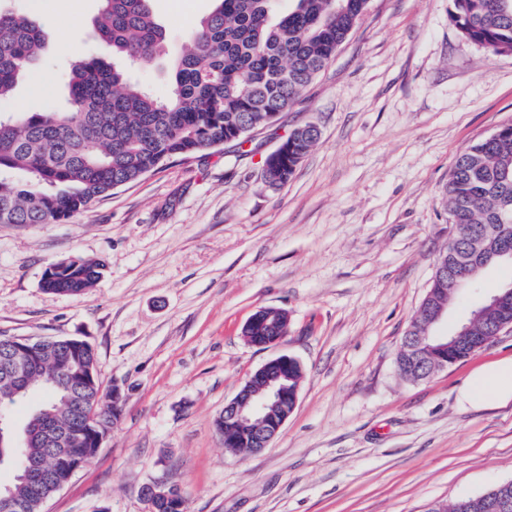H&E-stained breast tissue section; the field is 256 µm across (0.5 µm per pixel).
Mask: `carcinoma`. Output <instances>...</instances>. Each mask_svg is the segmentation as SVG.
I'll list each match as a JSON object with an SVG mask.
<instances>
[{"label":"carcinoma","instance_id":"1","mask_svg":"<svg viewBox=\"0 0 512 512\" xmlns=\"http://www.w3.org/2000/svg\"><path fill=\"white\" fill-rule=\"evenodd\" d=\"M95 24L112 57L148 65L165 52V33L149 0H100ZM286 13L274 0H215V8L188 33V47L171 72L172 92L160 100L116 65L94 57L73 65L69 106L44 112H0V224H47L88 210L113 190L131 184L173 158H191L224 144L244 123L257 126L288 110L327 67L367 10L370 0H293ZM451 19L462 35L493 54L512 53V0H451ZM44 47L39 22L0 9V101L29 74ZM316 139L302 138L288 156L282 184ZM448 216L460 225L458 241L438 262L456 266L489 244L484 234L500 224L511 230L497 239L512 247V122L474 143L455 159L445 186ZM103 265L77 258L41 283L51 294L79 296L93 288ZM470 337L448 346V361L459 362L488 344L490 327L512 321V301L471 309ZM90 366L48 344L41 376L12 404L40 395L22 427L19 448L0 461L21 474L23 460L41 458L55 485L66 484L78 464L97 451L92 436L79 435L86 413L106 414L110 392L100 382L84 392L78 408L62 385ZM50 422L64 432L52 452L40 441H21L27 429ZM512 501V481L482 494L439 504L430 512H496Z\"/></svg>","mask_w":512,"mask_h":512}]
</instances>
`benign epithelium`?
Masks as SVG:
<instances>
[{
  "instance_id": "7a95c632",
  "label": "benign epithelium",
  "mask_w": 512,
  "mask_h": 512,
  "mask_svg": "<svg viewBox=\"0 0 512 512\" xmlns=\"http://www.w3.org/2000/svg\"><path fill=\"white\" fill-rule=\"evenodd\" d=\"M320 134L317 126L309 124L295 128L283 138L277 148L269 153L263 162V176L266 184L272 188L280 185L274 162L288 155V148L305 134ZM471 263L457 266L453 271L444 267L435 270L433 288L428 298L438 291L448 288V279H453L458 286L466 284L472 277ZM449 304L439 306L431 302H423L417 311L416 318L424 321V330L418 333L414 340L418 347L429 351L443 352L448 349V342L439 331V326L448 316ZM279 314L288 315V312L273 307L261 308L256 311L244 325L247 334L245 341L255 347H270L280 343L283 337L278 335L259 336L257 332L265 330L269 326V319ZM14 356L7 364L11 376L19 387L27 386L30 373L35 369L38 355L47 345V340L32 341L26 338L11 339ZM298 364V360L287 354H281L255 370L241 386L236 396L224 406V411L217 419V432L224 439V447L230 448L234 443L233 432L230 428L239 426L247 429L251 434V453H258L266 448L273 438L280 432L283 425L296 408L298 403V388L288 385L291 380L292 367ZM141 495L148 506L160 500L169 499V484L165 481H154L143 486ZM45 499H32L23 503L16 502L12 488L0 489V507L6 512L14 509H22L24 512H35L42 507Z\"/></svg>"
}]
</instances>
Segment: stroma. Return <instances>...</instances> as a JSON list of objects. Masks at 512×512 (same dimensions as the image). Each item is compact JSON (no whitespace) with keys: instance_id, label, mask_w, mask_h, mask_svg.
I'll return each instance as SVG.
<instances>
[{"instance_id":"stroma-1","label":"stroma","mask_w":512,"mask_h":512,"mask_svg":"<svg viewBox=\"0 0 512 512\" xmlns=\"http://www.w3.org/2000/svg\"><path fill=\"white\" fill-rule=\"evenodd\" d=\"M43 21L47 47L1 108H62L77 58L106 57L98 0H0ZM167 56L140 79L165 95L170 61L214 0H150ZM451 0H371L334 60L247 150L173 159L88 211L0 224V336L77 338L125 404L96 459L43 512H147L142 487L177 485L188 512H430L512 480V403L460 389L512 357V332L428 379L396 358L448 248L444 189L457 155L512 122V54L467 40ZM317 145L278 189L265 156L297 127ZM105 265L88 293L41 286L56 261ZM288 333L257 348V310ZM287 354L298 404L268 448L235 456L215 421L248 376ZM276 314H279L281 316H286L287 322H288V312L287 311H285L283 309H279V308H273V307L262 308V309H259L258 311H256L249 318V320L244 325V328H243L244 332L246 334L250 335L252 332L264 331L265 327L271 325V323H269V319Z\"/></svg>"}]
</instances>
